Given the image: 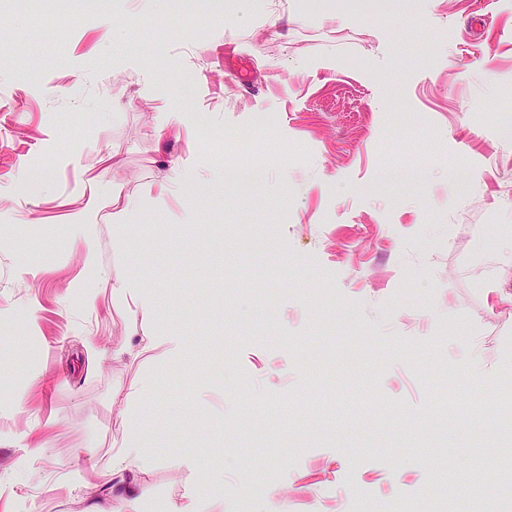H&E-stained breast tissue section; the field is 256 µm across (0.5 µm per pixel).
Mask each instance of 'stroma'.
Wrapping results in <instances>:
<instances>
[{
  "label": "stroma",
  "instance_id": "obj_1",
  "mask_svg": "<svg viewBox=\"0 0 512 512\" xmlns=\"http://www.w3.org/2000/svg\"><path fill=\"white\" fill-rule=\"evenodd\" d=\"M43 7L0 0V512H512V0ZM133 424L154 465L103 483ZM71 233L74 237L81 238L85 244V265L94 269L97 267V245L93 235V224L84 223V214L78 213L71 224ZM112 298L131 316L148 317L153 312V296L141 287L139 280L131 274L119 275L117 283L112 285ZM162 350V353L167 356H176L181 352V339L180 336L154 334L148 336L146 343H144L138 354H145Z\"/></svg>",
  "mask_w": 512,
  "mask_h": 512
}]
</instances>
